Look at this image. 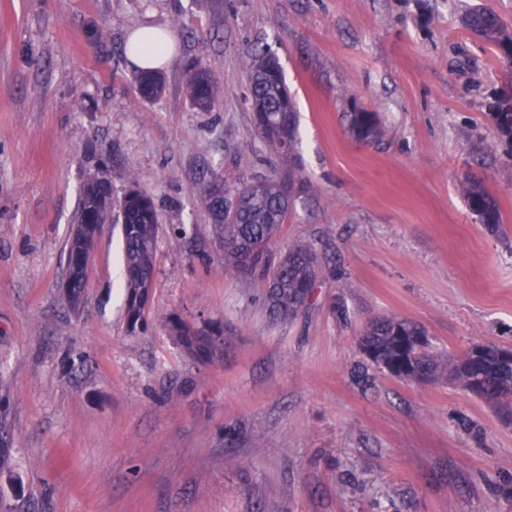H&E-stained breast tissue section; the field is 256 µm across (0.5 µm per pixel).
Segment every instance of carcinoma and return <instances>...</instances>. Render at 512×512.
Wrapping results in <instances>:
<instances>
[{
    "label": "carcinoma",
    "instance_id": "1",
    "mask_svg": "<svg viewBox=\"0 0 512 512\" xmlns=\"http://www.w3.org/2000/svg\"><path fill=\"white\" fill-rule=\"evenodd\" d=\"M466 29L497 46L512 62V31L491 10L466 13ZM141 94L155 98L163 90V80L154 72L142 74ZM188 96L194 109L211 112L219 105L216 83L207 70H197L188 82ZM250 104L255 127L261 137L285 157L293 154L297 139V112L288 94L281 67L269 53L255 57L250 74ZM492 116L500 130L512 137V103L494 106ZM349 132L360 142L372 143L382 136L378 113L361 110L350 114ZM276 174L257 175L230 184L218 173L211 174L201 192V201L221 225L224 265L245 275L256 288L269 317L291 321L308 302L316 281L317 256L313 247L295 242L278 255L271 245L280 234L288 214L300 194L283 200L277 191ZM105 178L87 175L79 200L78 221L95 224L106 220L120 225L123 241L125 312L129 329L144 321L146 299L156 274L157 225L159 216L147 189L133 182L118 214L104 198ZM465 194L470 209L484 224L500 223L496 199L482 182L470 180ZM78 241L70 239L68 273L78 272L79 287L73 289L71 308L82 303L87 270L81 266ZM168 329L184 356L192 362L211 360L224 351V327L217 323L201 327L189 324L175 314ZM360 349L371 363L393 377L404 367L423 381L451 380L483 399L500 419L512 420V362L502 356L504 348L481 344L482 354L473 358L469 351L460 356L441 358L432 353L422 326L397 316H373L366 320Z\"/></svg>",
    "mask_w": 512,
    "mask_h": 512
}]
</instances>
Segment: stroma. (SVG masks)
I'll use <instances>...</instances> for the list:
<instances>
[{
    "label": "stroma",
    "instance_id": "obj_1",
    "mask_svg": "<svg viewBox=\"0 0 512 512\" xmlns=\"http://www.w3.org/2000/svg\"><path fill=\"white\" fill-rule=\"evenodd\" d=\"M512 0H0V428L12 463L0 512H512V424L448 381L376 368L371 315L423 326L439 355L512 349V138L491 116L512 66L470 33ZM178 39L163 93L138 91L127 33ZM274 52L294 97L304 193L276 250L312 244L318 287L272 321L224 265L200 200L288 160L252 123L248 68ZM220 106L196 111L192 65ZM379 113L361 143L349 114ZM113 200L132 182L160 215L148 328L129 333L117 227L83 302L61 290L87 172ZM496 199L498 228L463 185ZM224 326V354L189 362L170 314ZM465 194L470 209L482 224H488L493 228L500 223L498 203L482 182L475 179L468 181L465 186Z\"/></svg>",
    "mask_w": 512,
    "mask_h": 512
}]
</instances>
